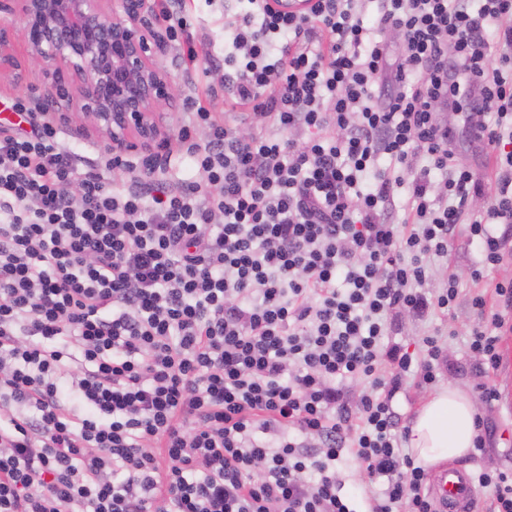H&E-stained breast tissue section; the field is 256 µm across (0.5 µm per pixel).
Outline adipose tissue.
Listing matches in <instances>:
<instances>
[{"mask_svg": "<svg viewBox=\"0 0 512 512\" xmlns=\"http://www.w3.org/2000/svg\"><path fill=\"white\" fill-rule=\"evenodd\" d=\"M477 409L459 387L448 385L418 411L410 428L416 463L435 467L467 455L477 435Z\"/></svg>", "mask_w": 512, "mask_h": 512, "instance_id": "adipose-tissue-1", "label": "adipose tissue"}]
</instances>
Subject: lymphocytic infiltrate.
<instances>
[{
	"mask_svg": "<svg viewBox=\"0 0 512 512\" xmlns=\"http://www.w3.org/2000/svg\"><path fill=\"white\" fill-rule=\"evenodd\" d=\"M247 3L224 23L226 102L265 123L244 136L189 104L176 158L195 179L118 183L38 116L0 126V512H435L393 399L447 357L435 335L417 361L385 345L384 317L453 307L455 279L424 286L459 225L483 265L503 258L512 0ZM160 15L195 61L184 0ZM461 105L490 182L440 117ZM507 325L472 328L482 370ZM358 378L353 408L336 384ZM336 473L342 480V491L345 494L354 492L356 483L361 479V473L358 464L347 452H345L340 459L336 461Z\"/></svg>",
	"mask_w": 512,
	"mask_h": 512,
	"instance_id": "lymphocytic-infiltrate-1",
	"label": "lymphocytic infiltrate"
}]
</instances>
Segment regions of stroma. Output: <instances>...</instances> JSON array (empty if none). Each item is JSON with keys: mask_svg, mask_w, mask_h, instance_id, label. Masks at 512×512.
I'll return each instance as SVG.
<instances>
[{"mask_svg": "<svg viewBox=\"0 0 512 512\" xmlns=\"http://www.w3.org/2000/svg\"><path fill=\"white\" fill-rule=\"evenodd\" d=\"M186 9L194 28L205 34L206 40L198 45L196 68L187 65L186 50L173 49L174 64L170 70L179 85L183 99H194L203 106L211 107L216 118L224 124L247 130L256 122L247 110H232L225 106L223 98H210L211 89L221 88L224 82V0H186ZM44 80L39 69H32L21 84L0 85V121L20 122L21 117L13 108L16 100H33L40 94ZM448 124L454 130V149L460 163L470 166L476 176L490 180L491 170L484 164L486 151L480 143L470 141L462 132V112L449 113ZM481 260L476 245L468 240L465 230H458L456 239L448 253L447 263L433 267L430 289L439 290L449 275H456L458 296L450 314L432 312L419 318L411 313L395 310L386 316V345H398L413 357H420L425 336L438 333L453 370L443 372L439 386L456 385L478 401V414L485 418L495 430L493 443L486 452L470 451L460 458L459 464L472 473L482 471H512V332L501 336L499 351L500 367L489 374L476 371L477 358L469 350V332L478 318L472 307L476 293H483L488 309H495L498 297L495 285L512 281V254L506 255L498 265L485 269L481 280H472L470 272ZM495 386L501 397L494 406L481 403V385Z\"/></svg>", "mask_w": 512, "mask_h": 512, "instance_id": "obj_1", "label": "stroma"}]
</instances>
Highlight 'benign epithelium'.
Instances as JSON below:
<instances>
[{
  "mask_svg": "<svg viewBox=\"0 0 512 512\" xmlns=\"http://www.w3.org/2000/svg\"><path fill=\"white\" fill-rule=\"evenodd\" d=\"M2 16L20 28L0 21V83L18 84L41 66L45 87L34 103L42 112L97 131L116 168L132 152L147 170L160 167L170 136L164 116L179 110L181 93L159 65L170 45L154 0H0Z\"/></svg>",
  "mask_w": 512,
  "mask_h": 512,
  "instance_id": "7a95c632",
  "label": "benign epithelium"
}]
</instances>
